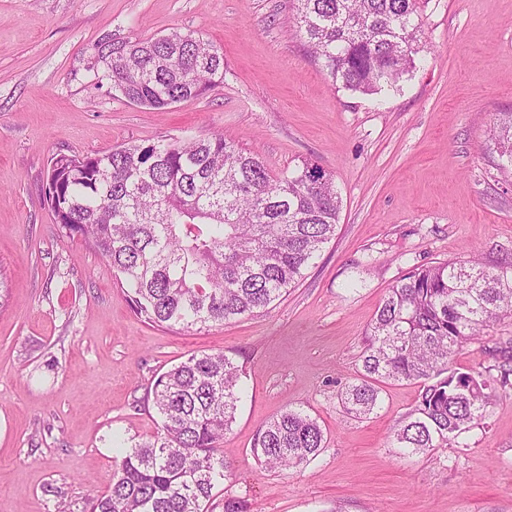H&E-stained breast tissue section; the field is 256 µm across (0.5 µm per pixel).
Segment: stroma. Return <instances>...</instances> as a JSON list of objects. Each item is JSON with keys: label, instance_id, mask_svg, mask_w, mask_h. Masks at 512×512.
Here are the masks:
<instances>
[{"label": "stroma", "instance_id": "stroma-1", "mask_svg": "<svg viewBox=\"0 0 512 512\" xmlns=\"http://www.w3.org/2000/svg\"><path fill=\"white\" fill-rule=\"evenodd\" d=\"M296 0H0V512H88L114 438L154 435L155 379L225 352L244 397L224 437L230 472L207 512H512V391L484 425L430 453L391 446L421 387L383 384L364 419L340 394L365 332L414 268L512 262V175L486 149L512 112V0H419L424 49L391 90L333 86L296 32ZM192 32L224 53V81L151 109L101 85L105 40ZM224 133L271 173L309 162L341 200L334 237L266 311L190 334L144 323L129 288L44 206L58 153ZM301 409L324 431L310 464L262 468L259 426Z\"/></svg>", "mask_w": 512, "mask_h": 512}]
</instances>
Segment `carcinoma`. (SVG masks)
I'll return each instance as SVG.
<instances>
[{
    "mask_svg": "<svg viewBox=\"0 0 512 512\" xmlns=\"http://www.w3.org/2000/svg\"><path fill=\"white\" fill-rule=\"evenodd\" d=\"M296 27L333 85L364 94L393 88L421 51L417 0H297ZM91 68L128 101L165 108L224 79V53L191 33L100 44ZM512 170V112L490 136ZM43 202L71 236L122 275L134 313L171 330L201 331L266 310L299 283L333 237L340 201L331 176L305 163L272 174L234 139L210 133L51 158ZM512 317V266L476 261L418 267L390 290L366 332L362 372L343 392L356 417L379 405L381 384H421L393 432L403 455L450 446L482 424L512 389V339L492 340L493 363L463 372L466 343ZM240 369L222 352L192 355L152 390L161 419L152 438L115 461L89 512H205L224 480L221 444L235 421ZM325 448L317 420L291 408L263 422L253 454L296 468Z\"/></svg>",
    "mask_w": 512,
    "mask_h": 512,
    "instance_id": "cac0c4a2",
    "label": "carcinoma"
}]
</instances>
